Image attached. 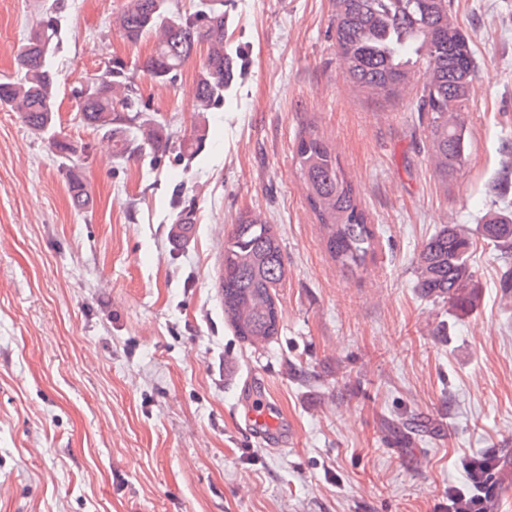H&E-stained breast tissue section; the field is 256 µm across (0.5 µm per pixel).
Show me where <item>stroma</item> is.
<instances>
[{
  "label": "stroma",
  "mask_w": 512,
  "mask_h": 512,
  "mask_svg": "<svg viewBox=\"0 0 512 512\" xmlns=\"http://www.w3.org/2000/svg\"><path fill=\"white\" fill-rule=\"evenodd\" d=\"M126 0H0V79L43 12L61 19L53 135L0 106V512H448L468 463L512 473V302L493 247L473 254L480 309L461 319L422 298L416 257L443 224L512 208V0H453L477 60L466 103L470 151L440 183L415 91L386 100L340 64L333 0H224L244 72L210 113L189 158L199 46L170 84L142 72L153 37L116 26ZM136 74L147 115L173 151L114 157L77 116L74 88L112 58ZM315 127L350 176L379 245L366 272L325 249L292 155ZM77 173L93 204L75 208ZM196 212L186 247L170 228ZM278 228L288 267L281 333L263 348L234 336L217 276L238 216ZM448 320V335L437 333ZM268 401L281 446L246 423ZM437 432L400 447L393 427Z\"/></svg>",
  "instance_id": "35a3bbf8"
}]
</instances>
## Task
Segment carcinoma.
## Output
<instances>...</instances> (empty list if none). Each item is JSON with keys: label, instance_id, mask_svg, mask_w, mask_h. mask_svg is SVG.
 Here are the masks:
<instances>
[{"label": "carcinoma", "instance_id": "obj_1", "mask_svg": "<svg viewBox=\"0 0 512 512\" xmlns=\"http://www.w3.org/2000/svg\"><path fill=\"white\" fill-rule=\"evenodd\" d=\"M223 6L224 0H197L192 9L180 12L171 10L169 0H127L118 17L130 42L156 37L142 68L157 82L175 81L198 44L207 45L196 75L197 122L192 139L184 145L191 156L205 148V114L224 102L241 74V52L227 37ZM58 26L55 13L45 14L17 51L23 76L0 80V106L20 113L36 132L48 131L56 122L58 75L49 56ZM334 29L346 77L360 91L397 98L414 88L416 76L427 75L420 83V104L430 159L442 181L448 182L469 156L464 107L476 72L473 50L452 19L450 0H334ZM75 98L80 122L104 132L118 157L167 147L171 134L161 122L143 117L134 76L121 59H112ZM294 160L327 252L343 272L364 270L374 254L376 235L335 152L309 127L298 137ZM70 192L78 208L92 202L75 175L70 177ZM194 222L191 207L178 212L171 230L176 244L190 240ZM479 240L503 255L499 288L512 300V209H490L474 228L442 224L418 253L415 288L424 298L448 304L457 318L480 306L481 291L471 264ZM287 273L276 225L258 214L239 216L224 240L219 288L224 319L240 341L264 346L277 338L278 288ZM429 427L426 420L403 422L395 439L403 445L413 432Z\"/></svg>", "mask_w": 512, "mask_h": 512}]
</instances>
